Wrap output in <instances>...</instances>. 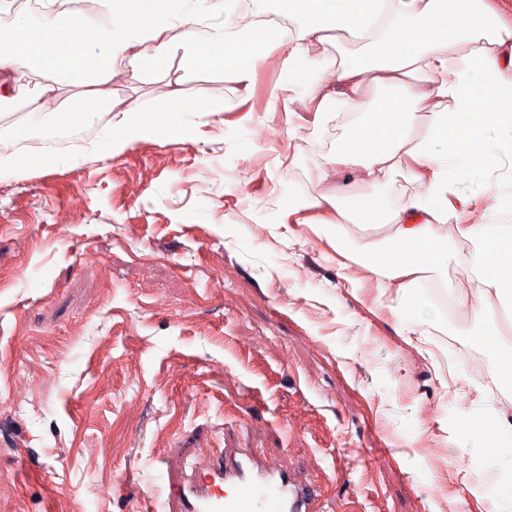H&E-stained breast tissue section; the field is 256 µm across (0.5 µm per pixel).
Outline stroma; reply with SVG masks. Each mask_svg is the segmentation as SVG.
<instances>
[{
	"label": "stroma",
	"instance_id": "1",
	"mask_svg": "<svg viewBox=\"0 0 512 512\" xmlns=\"http://www.w3.org/2000/svg\"><path fill=\"white\" fill-rule=\"evenodd\" d=\"M281 62L265 58L242 95L219 71L114 72L102 92L142 110L176 92L225 109L185 113L184 133L115 156L93 124L54 162L0 178V512H173L162 494L184 464L226 448L310 480L321 512H504L512 471L497 462L512 449L465 418L512 410L493 379L512 312L479 309L454 225L435 281L452 303L418 295L456 329L417 337L383 278L360 266L361 288H346L326 238L285 223L297 196L327 190L319 153L345 130L268 112ZM27 77L0 109V129L25 142L28 97L51 93L63 123L82 100L68 78ZM338 183L355 206L415 190L399 176L381 195L347 172ZM461 190L468 222L489 224L512 182ZM492 315L498 354L475 334Z\"/></svg>",
	"mask_w": 512,
	"mask_h": 512
}]
</instances>
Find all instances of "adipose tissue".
I'll return each mask as SVG.
<instances>
[{"mask_svg":"<svg viewBox=\"0 0 512 512\" xmlns=\"http://www.w3.org/2000/svg\"><path fill=\"white\" fill-rule=\"evenodd\" d=\"M73 2L43 0L38 23L15 25L0 47V106L10 101L8 76L22 68L91 87L118 69L138 79L174 63L186 74L222 71L245 91L258 61L282 50L284 95L270 111L298 102L314 128L336 116L349 125L348 136L322 153L320 180L351 172L380 190L400 173L420 186L397 205L372 204L374 223L393 225L396 242L378 259L344 244L338 229L353 213L343 189L300 198L288 208L289 223L330 229L338 254L385 278L410 305L423 274L447 269L440 229L456 225L471 247L466 270L481 308L512 307V277L502 274L512 268V225L466 223L453 203L463 179L512 165V24L492 0H98L103 20L90 31ZM88 33L98 52L85 47ZM350 39L362 48L332 52ZM370 89L383 93L382 110L368 108ZM481 99L491 111L478 109ZM161 109L167 121L107 101L75 120L108 127L104 147L118 153L142 136L180 130V113L220 112L224 103L176 97ZM493 126L502 134L491 143Z\"/></svg>","mask_w":512,"mask_h":512,"instance_id":"obj_1","label":"adipose tissue"}]
</instances>
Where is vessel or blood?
I'll use <instances>...</instances> for the list:
<instances>
[{
    "label": "vessel or blood",
    "mask_w": 512,
    "mask_h": 512,
    "mask_svg": "<svg viewBox=\"0 0 512 512\" xmlns=\"http://www.w3.org/2000/svg\"><path fill=\"white\" fill-rule=\"evenodd\" d=\"M179 512H320L316 489L251 455L216 457L173 492Z\"/></svg>",
    "instance_id": "b4317fda"
}]
</instances>
